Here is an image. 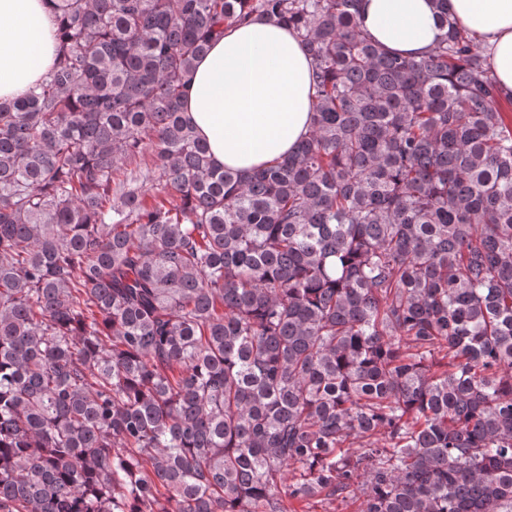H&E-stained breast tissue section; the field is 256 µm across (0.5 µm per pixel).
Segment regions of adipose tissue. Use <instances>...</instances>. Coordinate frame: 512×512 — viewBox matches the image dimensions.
Returning a JSON list of instances; mask_svg holds the SVG:
<instances>
[{"mask_svg":"<svg viewBox=\"0 0 512 512\" xmlns=\"http://www.w3.org/2000/svg\"><path fill=\"white\" fill-rule=\"evenodd\" d=\"M473 34L501 96L512 97V0H450ZM358 25L388 51L421 57L440 30L433 0H361ZM56 24L46 0H0V98L45 76ZM311 60L287 29L254 20L227 31L198 59L184 110L213 160L244 172L291 154L312 121Z\"/></svg>","mask_w":512,"mask_h":512,"instance_id":"ef3b65f1","label":"adipose tissue"}]
</instances>
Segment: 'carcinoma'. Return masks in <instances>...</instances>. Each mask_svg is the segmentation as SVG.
I'll return each instance as SVG.
<instances>
[{
	"label": "carcinoma",
	"instance_id": "cac0c4a2",
	"mask_svg": "<svg viewBox=\"0 0 512 512\" xmlns=\"http://www.w3.org/2000/svg\"><path fill=\"white\" fill-rule=\"evenodd\" d=\"M0 99V512H512V119L448 0L415 59L358 0H48ZM267 19L313 123L253 172L183 112Z\"/></svg>",
	"mask_w": 512,
	"mask_h": 512
}]
</instances>
